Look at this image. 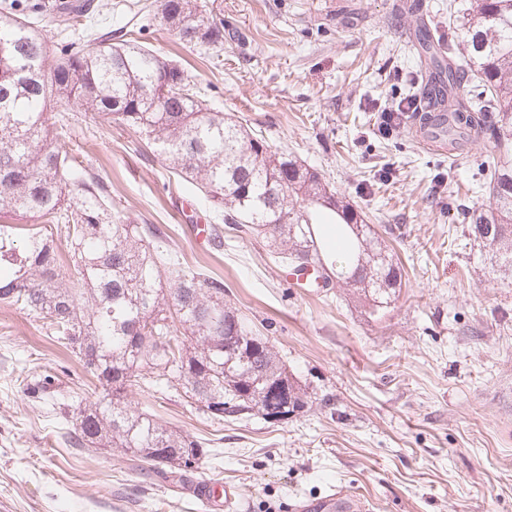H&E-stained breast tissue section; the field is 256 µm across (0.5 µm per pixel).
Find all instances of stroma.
Returning a JSON list of instances; mask_svg holds the SVG:
<instances>
[{"mask_svg": "<svg viewBox=\"0 0 512 512\" xmlns=\"http://www.w3.org/2000/svg\"><path fill=\"white\" fill-rule=\"evenodd\" d=\"M94 0L104 30L136 39L209 88L206 105L317 169L404 266L394 300L368 317L350 291L306 290L263 237L217 224L196 184L116 123L70 109L67 146L108 183L112 209L156 225L185 266L224 280V299L278 349L309 404L272 423L218 422L181 392L128 394L133 407L205 439L198 472L148 474L129 454L75 448L74 412L99 385L39 322L0 302V512H199L200 482L232 485L248 512H296L341 489L371 512H512V278L474 242L460 207L488 203L493 142L426 149L383 110L407 97L418 21L448 31L449 0H203L224 48L200 54L153 0ZM456 210H449V200Z\"/></svg>", "mask_w": 512, "mask_h": 512, "instance_id": "1", "label": "stroma"}]
</instances>
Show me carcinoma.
<instances>
[{
	"label": "carcinoma",
	"mask_w": 512,
	"mask_h": 512,
	"mask_svg": "<svg viewBox=\"0 0 512 512\" xmlns=\"http://www.w3.org/2000/svg\"><path fill=\"white\" fill-rule=\"evenodd\" d=\"M49 11L72 38L47 65V48L25 16ZM460 32L448 41L419 29L424 64L437 76L434 104L448 113V144L466 132L484 133L500 149L486 181L493 205L463 215L468 234L512 272V0H459ZM164 26L204 53L224 46V21L199 0H164ZM79 5L40 0L0 3V206L33 214L54 229L21 239L14 224H0V301L43 322L51 337L75 354L102 387L105 401L80 408L69 442L120 448L154 466L199 469L203 442L139 413L128 391L183 390L215 420L298 412L307 393L288 377L274 346L229 351L231 336L252 332L239 310L224 303V279L187 270L158 250L153 224H127L112 213L109 185L63 150L70 122L55 106L77 101L94 121H114L154 144L180 177L200 185L224 222L269 236L281 258L297 269L312 260L324 282L351 287L368 301L369 315L386 307L401 287V269L361 214L333 192L321 175L292 155L271 149L239 122L212 112L202 88L185 70L136 40L112 42V32L89 27ZM477 73L464 85L455 60ZM327 195L323 202L318 193ZM336 221V243L321 234ZM70 246L60 261L57 240ZM343 260L334 267L328 255ZM167 283H162V273ZM83 287L69 286L73 275Z\"/></svg>",
	"instance_id": "carcinoma-1"
}]
</instances>
